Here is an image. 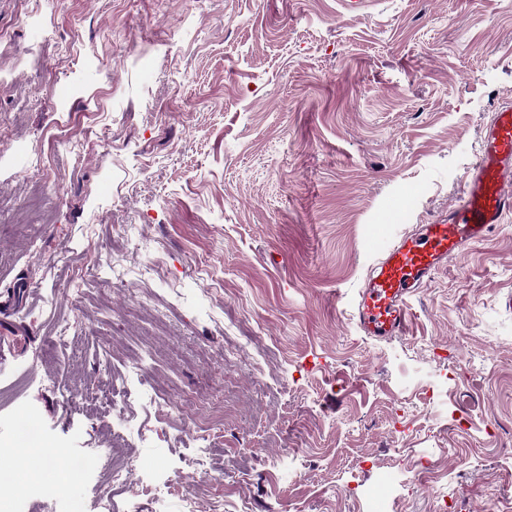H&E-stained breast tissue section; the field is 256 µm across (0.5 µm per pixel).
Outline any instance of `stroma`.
Wrapping results in <instances>:
<instances>
[{
	"label": "stroma",
	"mask_w": 512,
	"mask_h": 512,
	"mask_svg": "<svg viewBox=\"0 0 512 512\" xmlns=\"http://www.w3.org/2000/svg\"><path fill=\"white\" fill-rule=\"evenodd\" d=\"M0 40V446L34 411L46 447L117 433L139 466L116 489L46 464L39 501L512 512V212L412 296L407 335L357 319L512 98V0H0ZM125 378L197 396L196 424L103 397Z\"/></svg>",
	"instance_id": "stroma-1"
}]
</instances>
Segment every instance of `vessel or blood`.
<instances>
[{"label": "vessel or blood", "instance_id": "obj_1", "mask_svg": "<svg viewBox=\"0 0 512 512\" xmlns=\"http://www.w3.org/2000/svg\"><path fill=\"white\" fill-rule=\"evenodd\" d=\"M512 211V103L495 109L479 146L459 205L446 218L424 225L383 254L362 290L361 328L371 336H403L409 331V299L439 266L466 246L487 238Z\"/></svg>", "mask_w": 512, "mask_h": 512}]
</instances>
